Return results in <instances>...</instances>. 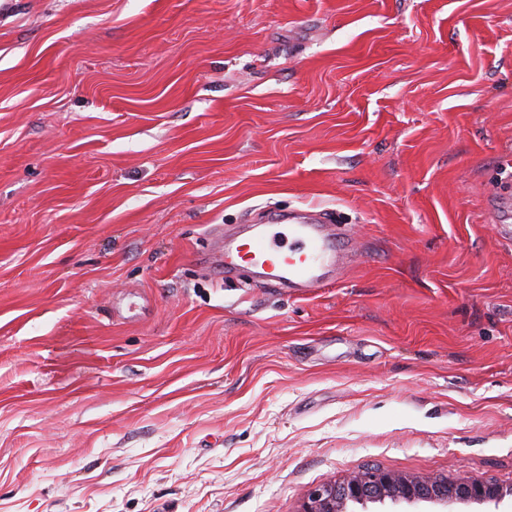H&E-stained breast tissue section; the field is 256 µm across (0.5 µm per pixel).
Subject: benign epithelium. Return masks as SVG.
I'll return each mask as SVG.
<instances>
[{"instance_id":"obj_1","label":"benign epithelium","mask_w":512,"mask_h":512,"mask_svg":"<svg viewBox=\"0 0 512 512\" xmlns=\"http://www.w3.org/2000/svg\"><path fill=\"white\" fill-rule=\"evenodd\" d=\"M454 503L486 505L488 512H501L500 507L512 504V489L464 474L410 476L370 467L321 484L308 494L299 512H368L370 504L388 505L390 512H423L427 507L448 512Z\"/></svg>"}]
</instances>
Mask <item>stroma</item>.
<instances>
[{"label":"stroma","instance_id":"stroma-1","mask_svg":"<svg viewBox=\"0 0 512 512\" xmlns=\"http://www.w3.org/2000/svg\"><path fill=\"white\" fill-rule=\"evenodd\" d=\"M512 0H0V512L512 484ZM313 205L306 295L206 272Z\"/></svg>","mask_w":512,"mask_h":512}]
</instances>
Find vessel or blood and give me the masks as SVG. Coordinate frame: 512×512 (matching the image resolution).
<instances>
[{"label": "vessel or blood", "instance_id": "vessel-or-blood-1", "mask_svg": "<svg viewBox=\"0 0 512 512\" xmlns=\"http://www.w3.org/2000/svg\"><path fill=\"white\" fill-rule=\"evenodd\" d=\"M328 224L299 213L253 224L239 235L218 237L208 261L228 276L245 263L282 288H321L325 267L336 264L344 244Z\"/></svg>", "mask_w": 512, "mask_h": 512}]
</instances>
